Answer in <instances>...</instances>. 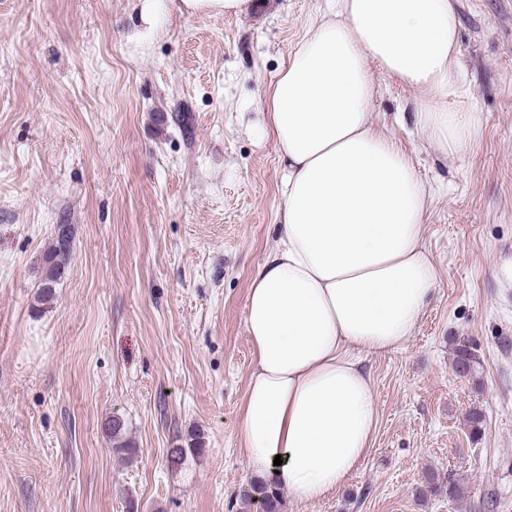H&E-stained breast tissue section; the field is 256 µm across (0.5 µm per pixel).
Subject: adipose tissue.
Listing matches in <instances>:
<instances>
[{
	"mask_svg": "<svg viewBox=\"0 0 512 512\" xmlns=\"http://www.w3.org/2000/svg\"><path fill=\"white\" fill-rule=\"evenodd\" d=\"M458 27L456 0H338L268 93L285 179L276 243L246 302L253 366L237 441L249 469L294 500L331 494L369 453L362 357L401 347L436 285L422 240L429 195L372 123V70L424 92L419 125L457 152L479 125L460 104Z\"/></svg>",
	"mask_w": 512,
	"mask_h": 512,
	"instance_id": "1",
	"label": "adipose tissue"
}]
</instances>
